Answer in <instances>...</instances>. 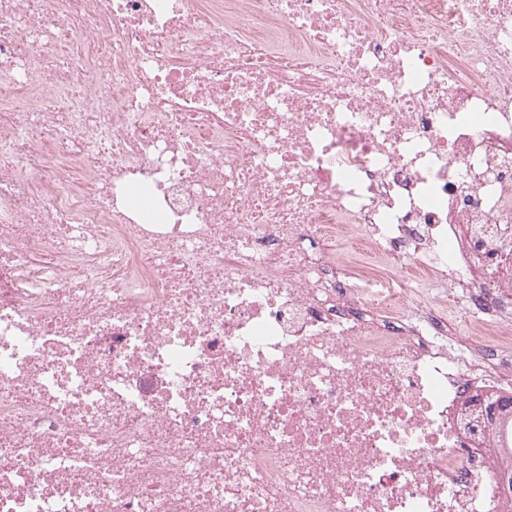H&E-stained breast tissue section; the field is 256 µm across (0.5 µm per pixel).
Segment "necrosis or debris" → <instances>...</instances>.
<instances>
[{"instance_id": "1", "label": "necrosis or debris", "mask_w": 512, "mask_h": 512, "mask_svg": "<svg viewBox=\"0 0 512 512\" xmlns=\"http://www.w3.org/2000/svg\"><path fill=\"white\" fill-rule=\"evenodd\" d=\"M510 258L512 0H0V512H507ZM490 404H493L495 406L492 413L487 411V408ZM469 407H475L471 411L473 413V410L475 411L476 415L478 417L481 416L482 421L480 422V430L479 434H482L481 431H486V427H489L493 424L496 415H498V412L506 411L508 410L510 414H512V397H496V399L489 401V398L485 400V404L482 401V397H480L478 394H476V397H473L468 402ZM468 407V408H469ZM478 408V409H477ZM483 424V425H482Z\"/></svg>"}]
</instances>
